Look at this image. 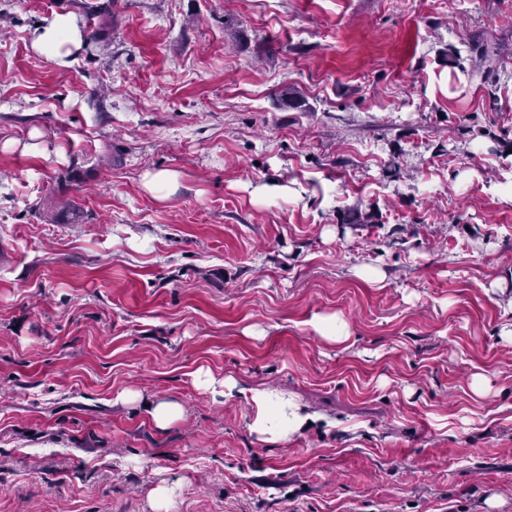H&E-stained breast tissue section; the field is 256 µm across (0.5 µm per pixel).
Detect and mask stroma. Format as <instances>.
Listing matches in <instances>:
<instances>
[{
	"mask_svg": "<svg viewBox=\"0 0 512 512\" xmlns=\"http://www.w3.org/2000/svg\"><path fill=\"white\" fill-rule=\"evenodd\" d=\"M511 191L512 0H0V512H512ZM82 33L70 14H58L35 31L32 47L36 52L60 64L82 47ZM310 325L318 336L332 343H344L351 337L348 326L335 314L316 317ZM191 376L193 384L210 395L213 401H224L234 397L235 393L243 395L255 410L248 422V429L263 441L274 444L285 442L299 432L308 420H312L310 415L302 413L299 404L270 389L247 390L239 387L232 376H217L204 367L197 369ZM154 425L160 430H166L185 417L184 406L176 400H159L150 411Z\"/></svg>",
	"mask_w": 512,
	"mask_h": 512,
	"instance_id": "stroma-1",
	"label": "stroma"
}]
</instances>
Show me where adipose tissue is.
<instances>
[{"mask_svg":"<svg viewBox=\"0 0 512 512\" xmlns=\"http://www.w3.org/2000/svg\"><path fill=\"white\" fill-rule=\"evenodd\" d=\"M82 34L76 20L69 14L55 15L35 31L32 46L36 52L58 63H65L74 51L82 47ZM194 385L212 400L228 399L242 393L254 407L248 423L250 433L270 442L287 441L307 424L309 417L303 414L296 402L286 399L269 389L241 390L238 382L230 376H218L211 370L200 368L193 375Z\"/></svg>","mask_w":512,"mask_h":512,"instance_id":"1","label":"adipose tissue"}]
</instances>
